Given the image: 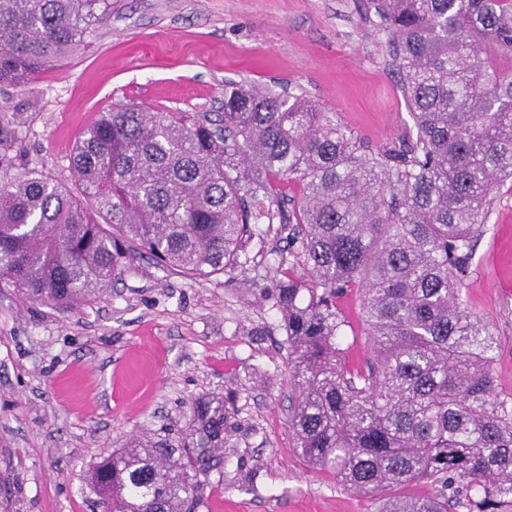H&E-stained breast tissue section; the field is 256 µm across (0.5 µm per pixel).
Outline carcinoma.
<instances>
[{"mask_svg":"<svg viewBox=\"0 0 512 512\" xmlns=\"http://www.w3.org/2000/svg\"><path fill=\"white\" fill-rule=\"evenodd\" d=\"M110 0H0V84L80 49ZM416 134L371 149L306 94L224 83L222 112H104L73 180L0 186V282L68 309L135 255L208 280L263 226L289 224L266 291L287 336L300 456L373 512H512V393L463 281L494 190L512 180V0H368ZM298 188L292 210L275 185ZM302 273H295V269ZM364 294L371 357L347 363L336 297ZM186 430L136 437L92 467L102 512H195L224 448L221 396ZM424 484L414 496L408 487Z\"/></svg>","mask_w":512,"mask_h":512,"instance_id":"cac0c4a2","label":"carcinoma"}]
</instances>
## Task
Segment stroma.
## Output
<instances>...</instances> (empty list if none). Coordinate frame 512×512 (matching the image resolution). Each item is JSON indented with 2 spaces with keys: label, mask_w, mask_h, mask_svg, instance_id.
Returning <instances> with one entry per match:
<instances>
[{
  "label": "stroma",
  "mask_w": 512,
  "mask_h": 512,
  "mask_svg": "<svg viewBox=\"0 0 512 512\" xmlns=\"http://www.w3.org/2000/svg\"><path fill=\"white\" fill-rule=\"evenodd\" d=\"M366 0H112L82 50L0 85V183L37 169L67 183L77 140L117 104L218 112L224 84L305 93L371 147L414 129ZM273 225L232 272L196 281L134 258L111 293L69 310L0 283V490L12 512H92L90 467L133 437L189 426L192 400L224 397L223 461L197 512H370L298 455L286 336L263 297L286 245ZM463 291L499 341L512 390V183L493 193ZM362 291L336 304L349 363L370 354Z\"/></svg>",
  "instance_id": "stroma-1"
}]
</instances>
